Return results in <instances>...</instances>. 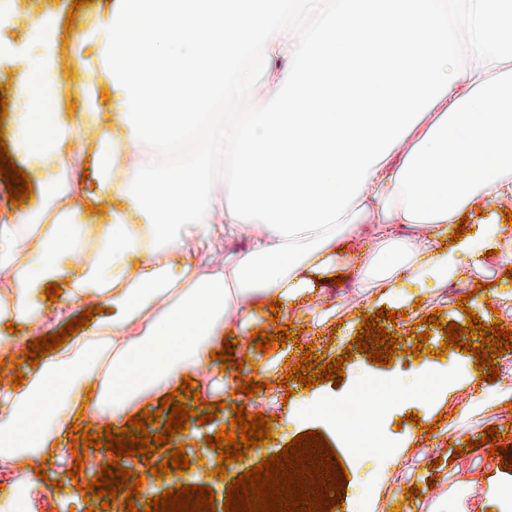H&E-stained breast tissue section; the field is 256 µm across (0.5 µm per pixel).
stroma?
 <instances>
[{
  "label": "stroma",
  "instance_id": "obj_1",
  "mask_svg": "<svg viewBox=\"0 0 512 512\" xmlns=\"http://www.w3.org/2000/svg\"><path fill=\"white\" fill-rule=\"evenodd\" d=\"M73 2L0 0V47L25 42L39 16H57L59 23L50 33L57 46L55 110L73 123L83 147L71 155L75 188L58 197L54 206L65 211L92 205L87 221L95 224L106 217L102 210L105 200L93 191L91 180L85 179L84 174L94 167L97 126L113 123L115 115L101 101L94 121H82L79 108L85 103V61L65 46L63 36L68 30L65 22H72L70 30L76 33L95 22L106 0H89L78 8ZM29 67L26 57L0 51V94L6 99V115L0 120V140L8 145L13 142V114L20 100L18 86ZM467 216L473 224L487 220L501 225L502 233L495 244L496 255L486 264L467 266L463 280L443 285L404 281L398 287L380 288L372 293L360 286L361 270L343 264L339 267L345 276L343 285L330 284L327 277H320L300 308L291 311L289 319L299 337L287 342L288 355H295L299 345L311 342L322 362L343 356L357 335L364 315L375 314L382 308L406 311V318L383 324L384 329L404 340V352L394 354L390 366L371 363L365 353L357 351L343 367V383L329 380L304 389L295 382L285 389L281 386L286 372L283 361L274 359L272 354L253 351L251 360L257 368L256 379L264 387L254 396H241L240 401L249 413L272 417L273 440L254 447L243 460L226 464V475L222 478L213 474L219 452L208 446L207 439L219 433L222 425L230 423L235 412L222 403L223 371L213 369L209 375L210 399L221 404L218 417L204 424L198 423L196 417H189L187 432L178 436L179 442L185 445L188 468L181 474L173 472L158 480L150 479L144 486L148 496L159 497L179 485L208 487L215 495L216 512H221L230 480L281 451L295 436L312 430L323 434L347 469L350 479L345 483L344 505L351 512H391V499L403 496L405 488L414 486L419 487L420 493L413 499V512H512V470L500 467L499 457L490 456L488 449L464 447L466 440L481 439L486 427L502 431L512 421V351L496 356L499 377L491 383L480 380L473 354L452 348L445 357H436L435 352L445 339L441 329H433L426 342L427 353L417 357L412 352L417 339L412 328L425 316L437 314L445 322L464 327L468 324V312H475L486 324L501 313L512 323V278L505 274L507 267L512 266V225L505 224L500 205L482 200L468 210ZM245 246V240L235 238L232 226L220 223L210 241L195 250L194 260L201 268L214 269L223 263L225 253ZM60 306V301L40 296L26 328L19 331L20 337H29L35 329L47 336L58 333L68 318L78 317L88 309L84 303L70 306L68 317L63 318L59 315ZM429 375L445 378L453 388L452 394L426 399L393 395L377 427L366 426L353 435L341 432L326 412L304 415L297 412L303 399L333 403L353 396L371 378L399 382ZM481 394L494 395V404L469 409V397ZM413 411L418 413L419 423L406 421V414ZM430 424L435 425V432L423 433V426ZM378 429L389 443L381 454L369 449L370 439ZM458 447L464 448L463 457H455L454 450ZM74 463L73 453L51 452L45 463L48 483L28 493L22 490L23 466L13 465L0 483V512H102L101 498L73 501L74 481L68 472Z\"/></svg>",
  "mask_w": 512,
  "mask_h": 512
}]
</instances>
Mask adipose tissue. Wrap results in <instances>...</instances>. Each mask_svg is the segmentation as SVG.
<instances>
[{
  "label": "adipose tissue",
  "mask_w": 512,
  "mask_h": 512,
  "mask_svg": "<svg viewBox=\"0 0 512 512\" xmlns=\"http://www.w3.org/2000/svg\"><path fill=\"white\" fill-rule=\"evenodd\" d=\"M458 2L459 41L436 0H297L311 28L294 33L264 0H116L82 31L72 50L117 114L96 133L93 180L117 204L91 265L73 261L80 213L0 225V269L16 272L0 329L28 319L54 278L68 279L67 303L95 297L109 312L29 368L24 389L0 390V461L31 469L67 445L79 409L123 413L210 368L215 338L252 319L255 297L297 304L345 241L369 237L370 288L458 275L442 245L458 213L512 199V0ZM55 23L40 16L18 48L31 70L14 129L51 189L73 134L48 109ZM234 99L252 101L249 119L208 125ZM202 124L213 152H233L224 183L198 160L155 163ZM218 215L249 247L204 271L183 246Z\"/></svg>",
  "instance_id": "adipose-tissue-1"
}]
</instances>
